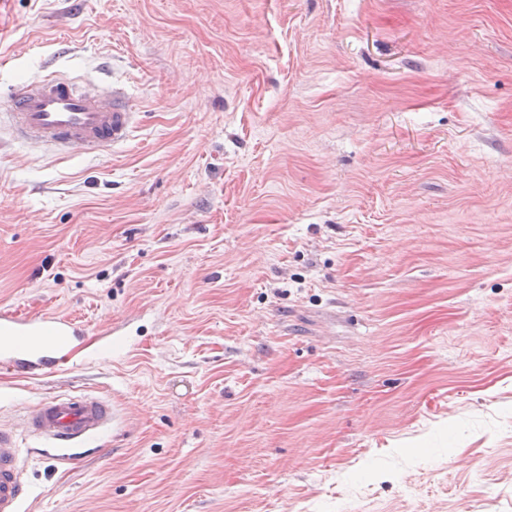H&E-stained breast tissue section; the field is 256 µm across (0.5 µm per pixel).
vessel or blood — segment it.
<instances>
[{
	"label": "vessel or blood",
	"instance_id": "1",
	"mask_svg": "<svg viewBox=\"0 0 512 512\" xmlns=\"http://www.w3.org/2000/svg\"><path fill=\"white\" fill-rule=\"evenodd\" d=\"M124 89L91 86L63 74L27 82L10 95L0 113L16 139L64 155H111L136 123ZM86 336L70 316L47 310L23 315L0 309V369L27 375L68 365ZM114 404L95 395L49 396L14 423L0 421V512H22L27 490L20 465L19 434L45 441L60 456L102 435L117 420Z\"/></svg>",
	"mask_w": 512,
	"mask_h": 512
}]
</instances>
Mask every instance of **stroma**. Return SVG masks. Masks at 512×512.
<instances>
[{"instance_id": "1", "label": "stroma", "mask_w": 512, "mask_h": 512, "mask_svg": "<svg viewBox=\"0 0 512 512\" xmlns=\"http://www.w3.org/2000/svg\"><path fill=\"white\" fill-rule=\"evenodd\" d=\"M54 71L139 115L0 133V308L92 338L0 417L121 414L23 512H512V0H0V111Z\"/></svg>"}]
</instances>
